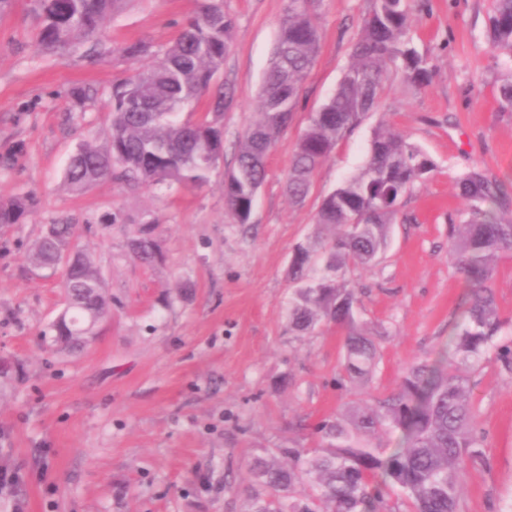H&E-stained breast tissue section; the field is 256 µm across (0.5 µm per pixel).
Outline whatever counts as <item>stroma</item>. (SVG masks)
I'll list each match as a JSON object with an SVG mask.
<instances>
[{
  "instance_id": "35a3bbf8",
  "label": "stroma",
  "mask_w": 512,
  "mask_h": 512,
  "mask_svg": "<svg viewBox=\"0 0 512 512\" xmlns=\"http://www.w3.org/2000/svg\"><path fill=\"white\" fill-rule=\"evenodd\" d=\"M201 0H126L95 41L45 54L31 0L0 11V201L33 198L22 223L0 230V512H245L249 466L265 449L318 442L317 424L362 397L393 393L409 364L433 359L455 330L468 288L448 256L461 204L457 179L471 168L512 192V113L497 89L512 58L488 35L491 0H426L410 35L434 68L430 86L389 85L370 113L317 170L305 200L285 183L292 148L348 63L366 0H323L320 44L293 120L267 159L248 225L224 199V172L257 117V97L287 0H224L233 45L219 79L233 92L221 117L224 151L197 188L107 178L79 195L63 187L79 143H105L112 85L161 56ZM149 44L131 59L126 47ZM406 133L436 167L413 189L405 220L364 270L356 319L379 337L368 385L339 376L342 330L300 335L288 323L298 246L317 249L322 198L357 173L380 123ZM77 224L112 316L82 351L46 348L41 334L65 307L63 269L28 252L45 225ZM154 225L162 256L144 265L129 242ZM491 287L512 339V256ZM482 460L460 481L457 512H512V373L494 355L470 373Z\"/></svg>"
}]
</instances>
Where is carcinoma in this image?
Returning <instances> with one entry per match:
<instances>
[{
	"label": "carcinoma",
	"instance_id": "cac0c4a2",
	"mask_svg": "<svg viewBox=\"0 0 512 512\" xmlns=\"http://www.w3.org/2000/svg\"><path fill=\"white\" fill-rule=\"evenodd\" d=\"M122 0H34L42 27L39 47L55 51L95 37ZM322 0H288L272 58L264 72L258 114L235 152L238 176L224 185L230 215L250 222L266 161L292 121L318 52L317 13ZM350 61L331 96L298 138L286 180L288 196L302 201L320 165L338 142L380 103L386 83L398 77L411 90L429 86L433 69L410 37L414 11L424 0H366ZM232 21L223 0H203L160 60L113 86L109 140L83 142L70 157L64 186L80 193L122 169L144 183L199 187L222 148L218 117L231 102L215 80L232 42ZM492 46L512 56V0H493L488 18ZM502 112H512V71L498 87ZM434 161L401 131L386 125L371 136L363 168L323 198L315 223L343 231L322 242V259L300 246L290 275L299 284L288 301L293 330L307 333L322 323L345 330L342 376L364 384L379 364V345L355 320L358 299L346 279L350 267L370 265L388 244L390 224L415 184ZM464 219L451 237L450 254L470 287L457 331L434 361L410 364L397 391L373 404L358 402L317 427L315 448H270L250 467L254 492L248 512H386V495L397 488L410 512H457L458 477L481 459L468 370L480 367L501 330L490 282L494 261L512 254V206L505 185L473 169L458 183ZM31 199L0 202V227L17 224ZM134 258L150 263L160 254L151 228L130 242ZM65 251L77 255L64 270L69 307L50 327L52 342L81 348L110 313L100 274L74 236V225L53 224L34 243L30 261L59 265ZM399 431L400 443H371L379 430Z\"/></svg>",
	"mask_w": 512,
	"mask_h": 512
}]
</instances>
